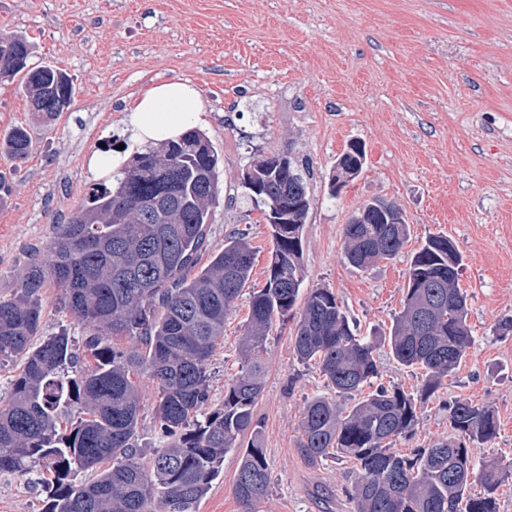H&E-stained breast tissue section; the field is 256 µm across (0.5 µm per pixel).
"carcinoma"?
Instances as JSON below:
<instances>
[{
  "instance_id": "cac0c4a2",
  "label": "carcinoma",
  "mask_w": 512,
  "mask_h": 512,
  "mask_svg": "<svg viewBox=\"0 0 512 512\" xmlns=\"http://www.w3.org/2000/svg\"><path fill=\"white\" fill-rule=\"evenodd\" d=\"M21 77L38 112L52 119L71 104L74 86L64 71L42 65L0 68V81ZM32 150L27 129L6 138V153L24 161ZM218 154L208 137L189 130L176 142L135 150L110 181L89 185L67 222L56 225L46 258L27 266L16 294L0 298V357L23 367L0 398V475L36 473L47 493L44 512H195L240 437L234 495L244 512L270 491L254 408L265 385L260 350L274 321L292 311L303 282L302 228L297 208L301 171L262 158L255 173L277 193L293 224H272L267 279L249 292L250 311L240 342L241 370L224 384V403L210 400L209 361L224 339V321L250 281L255 248L248 233L229 236L224 249L197 267L205 225L218 192ZM346 175L363 164L354 149L341 155ZM344 253L359 269L394 259L408 224H346ZM462 255L443 234L428 236L413 254L402 310L388 336L399 364L421 370L415 393L374 384L377 341L362 336L328 288H311L295 326L294 353L314 363L333 395L307 400L299 418L298 448L312 465L348 461L353 512H499L497 492L512 463L476 461L474 450L496 437L494 411L472 401L443 406L453 435L403 453L398 439L412 434L424 404L436 398L473 343L467 295L459 287ZM60 288L62 302L88 329L87 365L77 368L63 330L37 341L39 293ZM137 342L126 348L122 338ZM155 384L153 417L164 447L144 461L140 450L141 397L137 379ZM79 415L70 432L62 416ZM108 468H100L104 461ZM94 476L75 482L79 471ZM482 491L471 493L473 484Z\"/></svg>"
}]
</instances>
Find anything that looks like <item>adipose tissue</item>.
Here are the masks:
<instances>
[{
    "mask_svg": "<svg viewBox=\"0 0 512 512\" xmlns=\"http://www.w3.org/2000/svg\"><path fill=\"white\" fill-rule=\"evenodd\" d=\"M207 122L198 90L189 81L154 84L125 109L123 123L132 144L164 142Z\"/></svg>",
    "mask_w": 512,
    "mask_h": 512,
    "instance_id": "adipose-tissue-1",
    "label": "adipose tissue"
}]
</instances>
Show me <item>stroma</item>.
Returning <instances> with one entry per match:
<instances>
[{"mask_svg": "<svg viewBox=\"0 0 512 512\" xmlns=\"http://www.w3.org/2000/svg\"><path fill=\"white\" fill-rule=\"evenodd\" d=\"M0 31L34 47L32 66L64 70L76 92L52 121L31 111L18 83L0 84V140L26 128V162L0 150V297H13L27 265L45 257L55 225L82 201L91 155L123 143V110L164 80H189L209 113L204 129L220 159L210 206L208 252L237 229L256 249L253 281L264 285L272 241L263 204L242 175L255 160L286 156L304 172L311 199L302 233L303 289L327 288L362 335L386 332L402 309L412 254L426 236L448 235L463 256L474 343L440 397L421 411L402 450L448 438L443 403L490 407L497 437L481 461L512 462V0H0ZM362 143V172L332 194L336 162ZM393 202L410 239L390 261L360 271L344 256L343 227L365 201ZM42 335L87 330L60 291H41ZM249 313L241 295L208 366L210 399L241 367ZM293 322H275L265 343V389L255 407L271 485L258 512H352L350 465H310L298 448L304 403L326 393L298 361ZM237 451L224 456L196 512H242L234 496ZM45 493L28 477L0 475V512H42Z\"/></svg>", "mask_w": 512, "mask_h": 512, "instance_id": "obj_1", "label": "stroma"}]
</instances>
